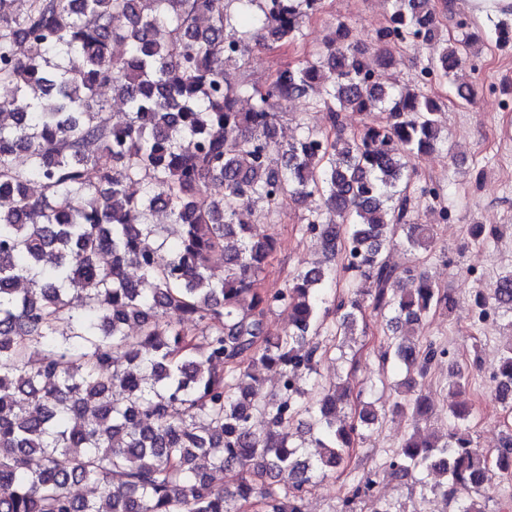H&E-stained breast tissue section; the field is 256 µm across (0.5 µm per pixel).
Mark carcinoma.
I'll use <instances>...</instances> for the list:
<instances>
[{
  "mask_svg": "<svg viewBox=\"0 0 512 512\" xmlns=\"http://www.w3.org/2000/svg\"><path fill=\"white\" fill-rule=\"evenodd\" d=\"M26 2L19 14L0 10V84L13 89L0 101V512H304L379 419L350 379L327 390L312 382L323 357L313 337L329 316L348 335L367 310L383 314L393 337L382 358L405 369L408 393L446 354L415 336L452 296L384 256L398 236L415 255L435 246L433 225L407 214L415 162L443 142L440 105L370 71L388 67L402 43L437 41L435 0H392L370 51L337 24L317 58L265 87L240 76L245 57L299 40L319 0ZM240 19L248 28L226 36ZM115 43L126 47L120 57ZM473 43L444 39L425 67L467 103L475 88L457 81L453 62ZM104 87L126 105V122L109 120ZM311 94L329 128L281 143L278 109ZM347 110L363 116L349 137ZM285 197L313 203L306 228L356 281L331 310L321 309L336 276L328 268L260 288L278 242L241 215L260 203L267 219ZM158 211L169 223L151 222ZM479 297L512 328V270ZM277 308L289 321L275 335L266 318ZM259 365L279 370L277 391H264ZM493 379L511 410L501 393L512 390V342ZM396 409L417 422L429 412L419 395ZM226 471L236 473L230 486ZM386 471L423 486L435 473L432 491L445 500L467 491L458 512H484L495 476L458 428L414 430ZM78 483L98 495L75 496ZM374 485L357 478L341 512H355Z\"/></svg>",
  "mask_w": 512,
  "mask_h": 512,
  "instance_id": "1",
  "label": "carcinoma"
}]
</instances>
